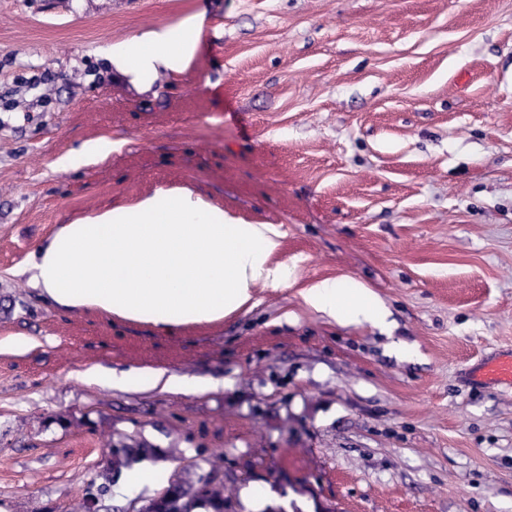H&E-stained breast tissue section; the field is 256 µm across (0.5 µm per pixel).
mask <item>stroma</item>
<instances>
[{
	"instance_id": "35a3bbf8",
	"label": "stroma",
	"mask_w": 512,
	"mask_h": 512,
	"mask_svg": "<svg viewBox=\"0 0 512 512\" xmlns=\"http://www.w3.org/2000/svg\"><path fill=\"white\" fill-rule=\"evenodd\" d=\"M194 15L186 74L106 66ZM172 186L273 224L289 284L170 334L42 301L22 267L56 225ZM341 278L384 326L304 303ZM511 349L512 0H0V512H84L124 434L157 454L96 512L213 451L227 512H512V390L467 379ZM93 362L224 387L87 386Z\"/></svg>"
}]
</instances>
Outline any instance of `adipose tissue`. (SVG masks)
I'll return each instance as SVG.
<instances>
[{
  "label": "adipose tissue",
  "instance_id": "adipose-tissue-1",
  "mask_svg": "<svg viewBox=\"0 0 512 512\" xmlns=\"http://www.w3.org/2000/svg\"><path fill=\"white\" fill-rule=\"evenodd\" d=\"M202 19L162 27L111 44L107 61L136 75H183L192 65ZM281 236L272 225L227 213L192 190L173 186L59 225L32 252L26 269L42 296L70 309L165 329L221 322L247 309L261 282L286 283L274 257ZM305 303L347 323L378 322L381 302L353 279L305 288ZM86 385L168 392L180 382L164 367L115 371L98 363L76 374Z\"/></svg>",
  "mask_w": 512,
  "mask_h": 512
}]
</instances>
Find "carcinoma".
I'll return each mask as SVG.
<instances>
[{"label": "carcinoma", "mask_w": 512, "mask_h": 512, "mask_svg": "<svg viewBox=\"0 0 512 512\" xmlns=\"http://www.w3.org/2000/svg\"><path fill=\"white\" fill-rule=\"evenodd\" d=\"M108 448L107 465L86 486V497L98 502L112 494L114 476L122 469L139 460L135 452L145 444L137 441L133 435H125L116 441L104 444ZM224 512V483L207 482L203 476L185 471V475L168 483L166 493L152 498L139 512Z\"/></svg>", "instance_id": "cac0c4a2"}]
</instances>
